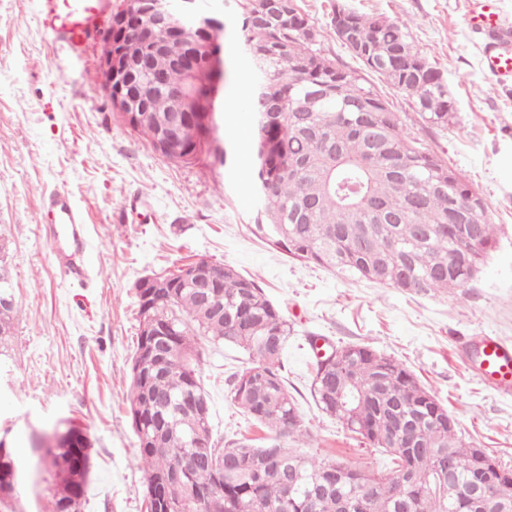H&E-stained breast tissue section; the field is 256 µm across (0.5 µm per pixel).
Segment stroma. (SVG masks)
Returning <instances> with one entry per match:
<instances>
[{
  "mask_svg": "<svg viewBox=\"0 0 512 512\" xmlns=\"http://www.w3.org/2000/svg\"><path fill=\"white\" fill-rule=\"evenodd\" d=\"M405 23L414 46L443 72L455 110L423 125L413 100L376 86L421 143L465 174L490 203L495 248L463 288L414 294L292 260L256 229L246 83L224 84V121L238 136L226 159L176 164L127 127L104 91L102 31L84 60L54 54L38 0H0V244L17 308L0 355V430L18 465L15 512H53L55 483L33 438L70 419L93 442L84 512H148L146 478L130 412V368L139 333L136 284L204 258L252 277L291 326L282 374L303 421L287 447L362 470L388 457L310 394V337L365 344L414 371L445 405L458 433L512 467V396L487 389L460 350L492 334L512 341V92L479 63L465 19L471 0H299L315 22L320 53L350 71L359 60L331 25L336 4ZM60 188L87 213L88 281L60 274L45 236L42 191ZM202 386L216 446L262 432L228 396L250 359L231 344L199 339Z\"/></svg>",
  "mask_w": 512,
  "mask_h": 512,
  "instance_id": "obj_1",
  "label": "stroma"
}]
</instances>
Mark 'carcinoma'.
I'll return each mask as SVG.
<instances>
[{
  "instance_id": "carcinoma-1",
  "label": "carcinoma",
  "mask_w": 512,
  "mask_h": 512,
  "mask_svg": "<svg viewBox=\"0 0 512 512\" xmlns=\"http://www.w3.org/2000/svg\"><path fill=\"white\" fill-rule=\"evenodd\" d=\"M234 19L241 33V63L249 72L254 114V193L260 204L257 229L273 245L301 261L419 294L463 288L472 282L471 266L483 268L495 244L490 218L448 232V214L468 205L471 186L464 176L409 132L399 113L364 75L337 65L316 49L317 39L288 26L267 0H239ZM349 22L367 43L358 54L364 70L402 90L430 126L448 124V84L440 70L416 50L407 26L378 14L356 12ZM188 52L179 38L168 41L152 59L151 76L139 77L154 121L133 131L154 144L160 121L183 90L211 97L208 76L193 86L175 60ZM181 156L196 161L205 154L226 157L224 149L205 146L200 126L188 122ZM370 194L388 220L375 219L367 206L347 215L346 205ZM218 287L210 299L190 284L166 288L152 309L173 327L166 369L141 387L131 384V415L160 424V447L150 435L138 436L146 480L179 469L185 476L168 487L173 505L190 498L196 486L214 485L220 512H339L336 494L321 492L331 472L342 474L343 492L356 496L368 488L370 512H474L469 486L477 468L469 449L477 444L459 437L444 422L447 409L421 387L403 365L365 345L336 350L328 367L314 364L310 393L320 409L343 421L353 433L387 453L390 469L362 471L330 457H305L281 444L301 433L302 418L283 375L290 327L281 310L258 283L230 266L219 265ZM230 343L253 364L230 384L229 395L268 437L260 445L212 442L210 420L196 421L173 405L184 395L204 393L203 359L196 340ZM198 427L209 447L188 440ZM268 448L278 461L266 465ZM230 450L224 476L214 483L210 458ZM44 462L56 478L55 512H71L73 498L86 497L84 449L66 434L46 449ZM14 449L0 456V490L11 487ZM450 465L447 481L433 480Z\"/></svg>"
}]
</instances>
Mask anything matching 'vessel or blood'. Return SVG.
Returning a JSON list of instances; mask_svg holds the SVG:
<instances>
[{"mask_svg":"<svg viewBox=\"0 0 512 512\" xmlns=\"http://www.w3.org/2000/svg\"><path fill=\"white\" fill-rule=\"evenodd\" d=\"M101 0H39L38 21L53 36L63 57L81 55L90 27L100 15ZM469 15L471 30L490 38L483 50L485 70L500 85L512 80V22L500 11L497 0H477ZM41 205L49 224L63 226L71 245L56 252L61 274L68 279H86L88 239L87 216L68 193L58 190L42 195ZM474 369L488 387L503 395L512 394V343L496 336L483 337Z\"/></svg>","mask_w":512,"mask_h":512,"instance_id":"1","label":"vessel or blood"}]
</instances>
